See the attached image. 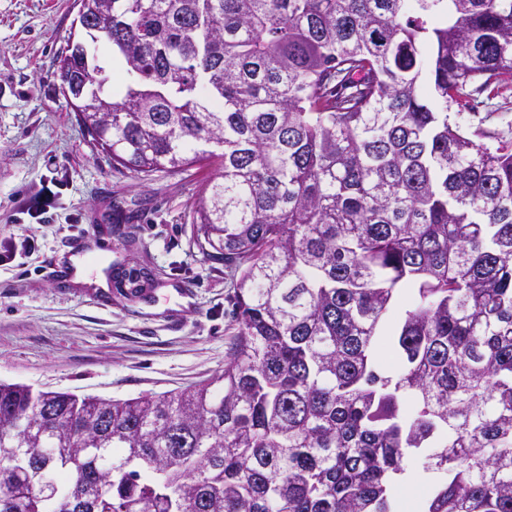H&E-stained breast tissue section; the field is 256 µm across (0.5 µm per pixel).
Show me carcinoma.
Here are the masks:
<instances>
[{
  "instance_id": "obj_1",
  "label": "carcinoma",
  "mask_w": 512,
  "mask_h": 512,
  "mask_svg": "<svg viewBox=\"0 0 512 512\" xmlns=\"http://www.w3.org/2000/svg\"><path fill=\"white\" fill-rule=\"evenodd\" d=\"M82 4L127 76L67 40L93 146L220 165L237 332L178 392L0 383V512H512V140L448 114L512 76V0Z\"/></svg>"
}]
</instances>
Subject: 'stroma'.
I'll return each mask as SVG.
<instances>
[{
  "mask_svg": "<svg viewBox=\"0 0 512 512\" xmlns=\"http://www.w3.org/2000/svg\"><path fill=\"white\" fill-rule=\"evenodd\" d=\"M73 0H0V381L79 397L176 392L221 374L236 276L202 254L217 166L140 179L93 152L61 89ZM462 117L512 137V78Z\"/></svg>",
  "mask_w": 512,
  "mask_h": 512,
  "instance_id": "1",
  "label": "stroma"
}]
</instances>
